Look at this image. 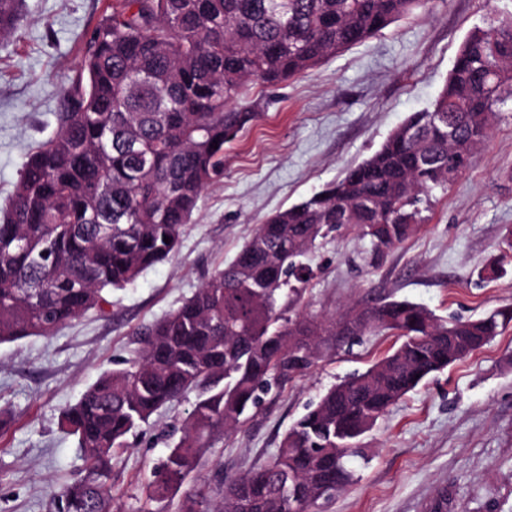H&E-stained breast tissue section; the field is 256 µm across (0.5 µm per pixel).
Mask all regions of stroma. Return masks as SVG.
<instances>
[{
  "mask_svg": "<svg viewBox=\"0 0 512 512\" xmlns=\"http://www.w3.org/2000/svg\"><path fill=\"white\" fill-rule=\"evenodd\" d=\"M108 0H21L22 26L0 38V204L25 155L55 130L60 85ZM512 17V0H427L399 21L275 87L248 89L234 106L252 118L224 146V177L202 194L171 259L114 291L51 336L0 344V512H60L55 490L84 474L75 438L60 424L106 370L124 367L133 331L191 297L230 264L254 229L335 181L376 151L407 116L437 96L465 37ZM512 112L429 219L377 264L351 228L308 257L311 278L289 296L291 313L340 319L381 300H408L442 319H475L512 306ZM378 333L348 345L325 337L322 355L260 413L226 433L167 502L207 489L216 470L233 477L265 463L307 406L396 344ZM186 393L154 415L112 467L122 512H137L144 482L168 453L162 431L181 424ZM357 479L325 512H512V324L392 405L368 432Z\"/></svg>",
  "mask_w": 512,
  "mask_h": 512,
  "instance_id": "obj_1",
  "label": "stroma"
}]
</instances>
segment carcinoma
<instances>
[{"label": "carcinoma", "mask_w": 512, "mask_h": 512, "mask_svg": "<svg viewBox=\"0 0 512 512\" xmlns=\"http://www.w3.org/2000/svg\"><path fill=\"white\" fill-rule=\"evenodd\" d=\"M19 0H0V35L17 32ZM425 0H111L61 91L56 131L29 153L0 208V344L51 336L112 305V291L175 255L203 191L224 176V144L249 119L228 110L246 86L306 73L422 7ZM512 101V19L472 30L430 107L411 113L370 156L321 191L268 216L235 260L179 307L138 331L129 366L103 372L61 413L86 473L62 512H112V459L188 390L186 423L145 487L140 512L196 471L224 435L315 364L302 336L392 331L399 346L332 386L283 435L274 456L179 512H320L355 481L364 435L432 374L482 348L512 308L443 320L407 300L350 320L288 315L304 259L351 225L378 260L427 220L490 140ZM469 152L448 174V128ZM217 144L214 149L211 144ZM170 238L165 243L164 238Z\"/></svg>", "instance_id": "carcinoma-1"}]
</instances>
